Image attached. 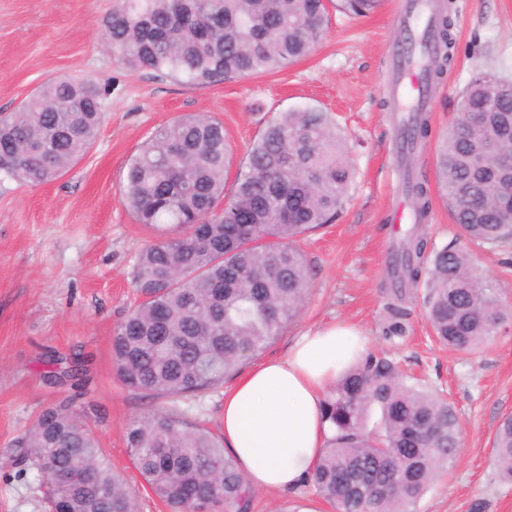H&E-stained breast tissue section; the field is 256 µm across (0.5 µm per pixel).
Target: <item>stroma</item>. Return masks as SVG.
Listing matches in <instances>:
<instances>
[{
  "label": "stroma",
  "mask_w": 512,
  "mask_h": 512,
  "mask_svg": "<svg viewBox=\"0 0 512 512\" xmlns=\"http://www.w3.org/2000/svg\"><path fill=\"white\" fill-rule=\"evenodd\" d=\"M115 0H0V113L17 111L44 84L68 76L105 89L104 118L89 152L56 180L22 183L0 173V512H43L41 479L22 465L18 442L45 406L63 398L95 404L96 434L125 474L140 512H168L145 486L125 430L154 401L123 385L112 363L116 326L141 300L136 256L153 230L123 203L126 166L158 130L206 113L219 119L241 160L268 121L306 106L332 113L355 176L339 219L300 246L312 290L298 317L264 352L284 355L299 334L347 323L370 339L369 352L434 389L457 413L462 454L419 501L418 512H512V484L493 475L500 420L512 415V241L473 248L471 261L501 289L505 317L479 351L448 350L423 317L425 286L411 291L407 333L382 332L388 264L403 230L390 224L403 198V166L433 177V144L451 127L458 99L478 74L512 79V0H455L454 58L429 90V146L408 160L396 152L399 120L391 101L395 52L404 28L394 0L363 16L332 12L315 51L282 70L188 86L146 68L130 69L104 45L103 21ZM80 359L82 387L50 378ZM251 512H332L313 487L255 492Z\"/></svg>",
  "instance_id": "35a3bbf8"
}]
</instances>
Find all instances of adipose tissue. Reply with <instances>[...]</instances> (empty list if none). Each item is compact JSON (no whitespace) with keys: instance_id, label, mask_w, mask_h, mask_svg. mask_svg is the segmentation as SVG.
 <instances>
[{"instance_id":"adipose-tissue-1","label":"adipose tissue","mask_w":512,"mask_h":512,"mask_svg":"<svg viewBox=\"0 0 512 512\" xmlns=\"http://www.w3.org/2000/svg\"><path fill=\"white\" fill-rule=\"evenodd\" d=\"M368 350L359 328L324 325L297 336L284 356L254 365L225 391V451L249 487L283 492L304 482L333 434L325 396Z\"/></svg>"}]
</instances>
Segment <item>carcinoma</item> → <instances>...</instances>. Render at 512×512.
Wrapping results in <instances>:
<instances>
[{
	"instance_id": "cac0c4a2",
	"label": "carcinoma",
	"mask_w": 512,
	"mask_h": 512,
	"mask_svg": "<svg viewBox=\"0 0 512 512\" xmlns=\"http://www.w3.org/2000/svg\"><path fill=\"white\" fill-rule=\"evenodd\" d=\"M381 0H116L105 21L119 62L203 86L233 76L278 71L308 56L327 33L330 8L363 16ZM428 37L427 81L452 61V2L443 0ZM104 90L60 79L0 115V172L50 182L80 160L102 121ZM429 115L404 124L400 154L427 144ZM435 180L460 235L496 246L512 238V83L477 75L459 96L452 129L435 148ZM222 122L202 113L158 131L127 164L124 201L156 232L136 257L143 296L112 336L122 383L173 403L224 384L297 319L312 288L297 239L335 222L354 172L332 116L315 107L269 121L236 170ZM420 222L390 260L393 282L385 335L401 336L405 290L425 284L433 335L473 351L502 320L496 283L475 270L465 248L438 249L424 231L428 181L406 173ZM250 209L256 223L236 224ZM379 418L370 422L373 407ZM336 427L307 483L339 512H417L434 478L455 461L457 417L437 392L372 357L339 379L324 401ZM134 467L170 512H250L253 494L224 442L173 406L130 422ZM56 508L137 512L126 478L112 470L88 422L61 402L42 410L21 438ZM496 477L512 483V416L493 444ZM87 473L80 484L58 470Z\"/></svg>"
}]
</instances>
